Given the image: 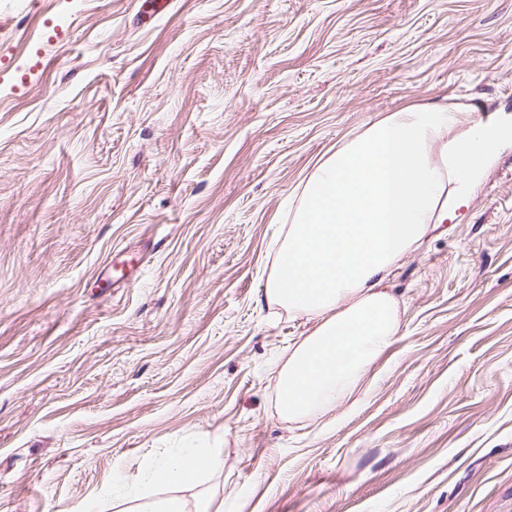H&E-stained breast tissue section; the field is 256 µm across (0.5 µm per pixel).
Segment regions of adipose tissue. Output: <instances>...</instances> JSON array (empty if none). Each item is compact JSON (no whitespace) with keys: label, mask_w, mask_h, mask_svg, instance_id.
Listing matches in <instances>:
<instances>
[{"label":"adipose tissue","mask_w":512,"mask_h":512,"mask_svg":"<svg viewBox=\"0 0 512 512\" xmlns=\"http://www.w3.org/2000/svg\"><path fill=\"white\" fill-rule=\"evenodd\" d=\"M512 126L478 127L440 106L396 112L337 149L307 182L267 293L319 324L280 374L281 409L301 417L345 397L391 344L397 302L386 282L430 226L460 206ZM220 455L180 448L156 459L140 485L117 481L112 498L134 512H186L165 488L197 483Z\"/></svg>","instance_id":"obj_1"}]
</instances>
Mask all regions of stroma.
<instances>
[{
	"label": "stroma",
	"instance_id": "35a3bbf8",
	"mask_svg": "<svg viewBox=\"0 0 512 512\" xmlns=\"http://www.w3.org/2000/svg\"><path fill=\"white\" fill-rule=\"evenodd\" d=\"M152 8L0 0V512H109L191 444L224 460L191 507L512 512L511 144L398 261V334L348 399L282 415L317 321L266 295L304 185L372 123L512 124V0Z\"/></svg>",
	"mask_w": 512,
	"mask_h": 512
}]
</instances>
